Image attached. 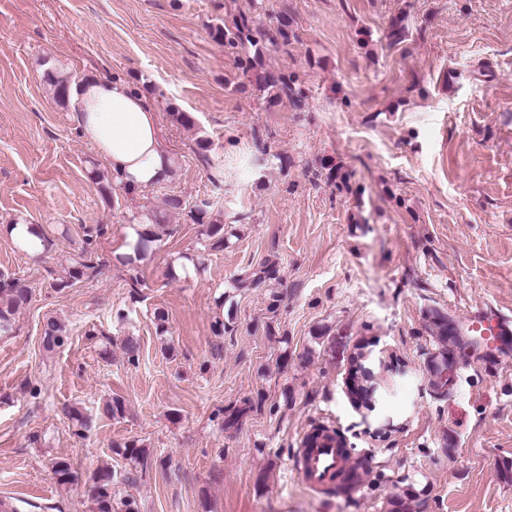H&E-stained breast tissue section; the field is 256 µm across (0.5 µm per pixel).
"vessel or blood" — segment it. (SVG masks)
Instances as JSON below:
<instances>
[{"label": "vessel or blood", "mask_w": 512, "mask_h": 512, "mask_svg": "<svg viewBox=\"0 0 512 512\" xmlns=\"http://www.w3.org/2000/svg\"><path fill=\"white\" fill-rule=\"evenodd\" d=\"M464 338L476 339L484 352L498 358L512 357V315L491 305L469 310L448 330L450 345ZM291 470L307 490L319 497H346L361 488L353 473L349 448L326 426L303 438Z\"/></svg>", "instance_id": "b4317fda"}]
</instances>
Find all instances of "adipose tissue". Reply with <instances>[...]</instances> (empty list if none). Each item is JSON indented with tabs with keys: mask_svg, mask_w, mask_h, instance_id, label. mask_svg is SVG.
Listing matches in <instances>:
<instances>
[{
	"mask_svg": "<svg viewBox=\"0 0 512 512\" xmlns=\"http://www.w3.org/2000/svg\"><path fill=\"white\" fill-rule=\"evenodd\" d=\"M70 98L80 127L114 180L137 192L173 177V158L147 97L122 79L91 77L73 86Z\"/></svg>",
	"mask_w": 512,
	"mask_h": 512,
	"instance_id": "1",
	"label": "adipose tissue"
}]
</instances>
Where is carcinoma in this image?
Returning <instances> with one entry per match:
<instances>
[{
	"instance_id": "obj_1",
	"label": "carcinoma",
	"mask_w": 512,
	"mask_h": 512,
	"mask_svg": "<svg viewBox=\"0 0 512 512\" xmlns=\"http://www.w3.org/2000/svg\"><path fill=\"white\" fill-rule=\"evenodd\" d=\"M214 37L224 44V47L236 54L243 81L238 84V90H247L253 85L255 90L266 99L269 104H277L284 100L297 110L304 106V94L296 86V78L285 72H272L263 69V51L257 35L260 30L254 18L239 14L230 21L213 28ZM268 43L273 46L279 43L287 44L294 33L289 29V22L283 18L272 31L264 33ZM46 79L54 88L58 101L66 102L69 99L70 82L68 78L59 76L52 71L47 72ZM167 204L174 210L181 211L187 221L199 226V232L208 246L212 249L224 248V225L217 224L208 218L210 203L188 204L180 197H168ZM136 235L133 246L134 255L124 257V263L133 266L145 259L153 251V245L159 241L160 235L156 225L149 217L139 221L133 217L130 224ZM104 233V227L96 225L84 229V238L80 246L74 250L72 257L61 266L56 277L53 278V287L59 291L75 286L85 278L94 275L99 270V263L95 259L93 250L94 239ZM278 279L277 264L269 260L257 267L243 270L233 281V287L243 290L260 288ZM32 297V290L23 279L0 273V332L8 333L12 330L14 316L17 311L27 304ZM68 336L65 327L56 319L50 318L44 325V341L47 349L62 347L66 344ZM63 414L75 425V434L81 435L91 426V420L75 405H64ZM120 453L133 463L146 465L149 457L148 450L136 440L123 444ZM52 471L61 484H68L74 478L70 463L65 460H56L52 463ZM112 472L101 470L94 477L93 497L96 501L97 512H132L131 504L127 502H114L112 498Z\"/></svg>"
}]
</instances>
